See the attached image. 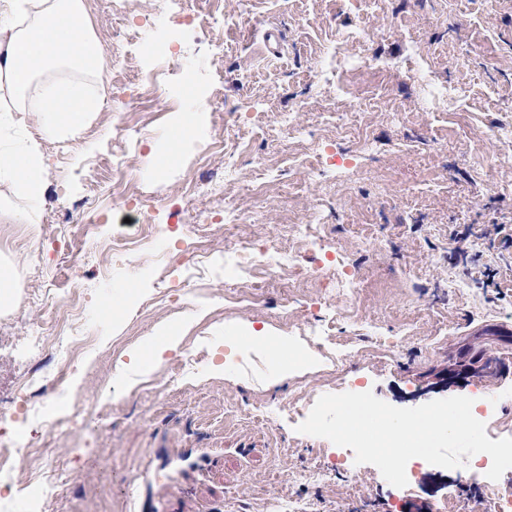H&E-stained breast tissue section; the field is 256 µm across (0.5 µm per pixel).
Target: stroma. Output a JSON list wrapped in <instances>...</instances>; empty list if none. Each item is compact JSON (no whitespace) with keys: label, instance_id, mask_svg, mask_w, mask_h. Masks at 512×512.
Wrapping results in <instances>:
<instances>
[{"label":"stroma","instance_id":"obj_1","mask_svg":"<svg viewBox=\"0 0 512 512\" xmlns=\"http://www.w3.org/2000/svg\"><path fill=\"white\" fill-rule=\"evenodd\" d=\"M84 5L104 51L125 44L126 89L160 65L164 41L182 83L126 113L144 128L138 141L107 108L44 143V231L0 246L15 282L0 307V404L10 438L53 451L57 488L41 512H483L471 474L488 457L455 469L410 460L398 488L297 427L306 402L369 391L397 408L466 396L487 434H512V142L496 134L512 128V0H143L126 25L112 0ZM187 112L199 115L194 136L173 139ZM288 112L298 134L281 124ZM166 151L154 172L151 154ZM322 151L330 161H316ZM130 153L142 161L135 196L90 185L97 160ZM228 199L244 223H225ZM74 201L102 208L107 233L172 231L106 271L98 236L61 218ZM309 222L312 245L294 231ZM458 227L480 257L466 275L451 261ZM268 241L295 267L225 272V250ZM337 255L356 299L306 274L334 272ZM72 287L97 346L65 381L92 406L64 430L48 412L20 417V387L37 362L25 336ZM238 289L250 303L225 308ZM330 318L336 341L318 346L312 330ZM167 328L172 347L143 371L138 355ZM245 331L319 364L282 373ZM466 349L496 370L450 377Z\"/></svg>","mask_w":512,"mask_h":512}]
</instances>
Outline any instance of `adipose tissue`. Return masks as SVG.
I'll list each match as a JSON object with an SVG mask.
<instances>
[{
    "label": "adipose tissue",
    "instance_id": "adipose-tissue-1",
    "mask_svg": "<svg viewBox=\"0 0 512 512\" xmlns=\"http://www.w3.org/2000/svg\"><path fill=\"white\" fill-rule=\"evenodd\" d=\"M12 13L13 21L0 28V77L15 101L34 98L41 138L19 151L0 149V182H8L29 204L23 221L34 224L38 218L32 206L43 200L47 188L40 141L82 129L105 109L104 96L85 81L89 75L102 78L103 50L88 33L82 0H13ZM59 70L71 71V78L34 95L37 79Z\"/></svg>",
    "mask_w": 512,
    "mask_h": 512
}]
</instances>
